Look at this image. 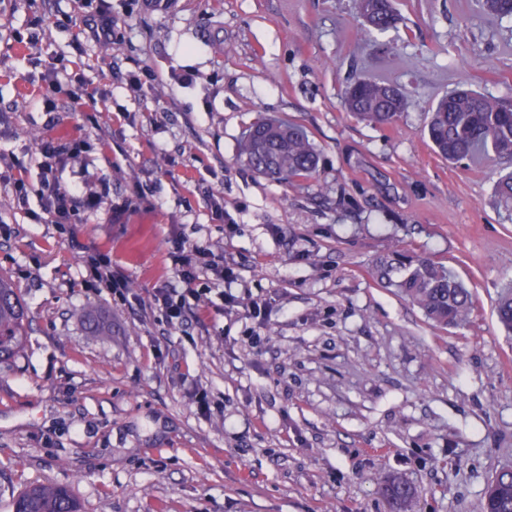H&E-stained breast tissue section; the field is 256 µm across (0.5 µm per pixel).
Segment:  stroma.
<instances>
[{"label": "stroma", "instance_id": "obj_1", "mask_svg": "<svg viewBox=\"0 0 512 512\" xmlns=\"http://www.w3.org/2000/svg\"><path fill=\"white\" fill-rule=\"evenodd\" d=\"M352 6L0 0V155L14 162H0V273L30 322L0 365V512L40 484L81 512H387L391 474L416 488L410 512H476L512 466V332L494 311L512 283V207L494 185L512 163H453L425 135L460 83L512 98V20L477 0H399L396 28L367 40ZM354 76L409 90L394 126L344 110ZM79 82L96 104L73 100ZM261 112L307 129L312 179L240 159ZM40 138L63 152L60 183L93 200L63 226L33 218ZM182 237L233 264L232 294L264 302L262 320L215 297L166 325L153 292L180 288L168 254ZM397 246L455 272L469 322L436 327L373 279ZM96 249L126 300L86 287Z\"/></svg>", "mask_w": 512, "mask_h": 512}]
</instances>
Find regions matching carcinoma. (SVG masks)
I'll use <instances>...</instances> for the list:
<instances>
[{"label": "carcinoma", "mask_w": 512, "mask_h": 512, "mask_svg": "<svg viewBox=\"0 0 512 512\" xmlns=\"http://www.w3.org/2000/svg\"><path fill=\"white\" fill-rule=\"evenodd\" d=\"M484 12L512 19V0H479ZM352 17L369 33L395 28L398 14L394 0H353ZM505 98L461 87L443 97L431 112L427 126L434 151L450 161L484 158L512 159V112ZM344 109L379 125L394 123L406 106L401 87L361 77L349 80L342 92ZM240 155L258 174L272 180L300 181L312 177L318 150L298 125L260 117L242 136ZM500 203L512 205V172L496 183ZM375 278L392 286L436 324L447 327L466 322L473 310L471 292L448 270L432 259L410 255L396 247L379 257ZM498 321L512 330V291L495 305ZM28 317L12 280L0 273V364L15 358L23 348ZM390 512H404L415 497L412 486L399 476L385 480ZM499 496L493 504L483 501L478 512H512V472L497 476ZM14 512H81L78 501L65 488L52 484L33 486L22 492Z\"/></svg>", "instance_id": "obj_1"}]
</instances>
